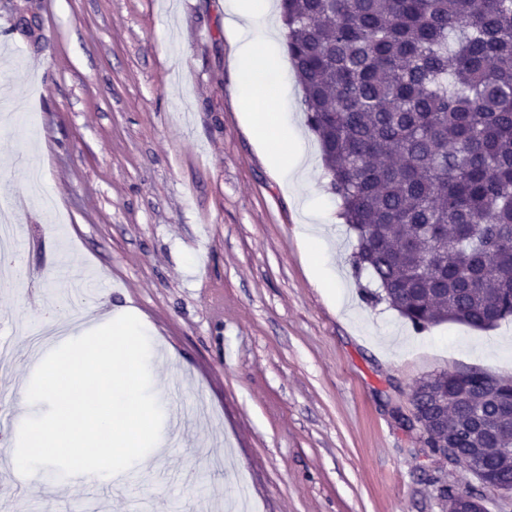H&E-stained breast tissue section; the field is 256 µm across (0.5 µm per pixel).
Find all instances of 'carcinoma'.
Segmentation results:
<instances>
[{"label":"carcinoma","mask_w":512,"mask_h":512,"mask_svg":"<svg viewBox=\"0 0 512 512\" xmlns=\"http://www.w3.org/2000/svg\"><path fill=\"white\" fill-rule=\"evenodd\" d=\"M356 269L417 331L487 330L512 317V0H281ZM447 372L417 383L462 433L459 451L512 490L508 437L470 429L497 414L485 383Z\"/></svg>","instance_id":"cac0c4a2"}]
</instances>
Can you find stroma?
<instances>
[{"instance_id": "stroma-1", "label": "stroma", "mask_w": 512, "mask_h": 512, "mask_svg": "<svg viewBox=\"0 0 512 512\" xmlns=\"http://www.w3.org/2000/svg\"><path fill=\"white\" fill-rule=\"evenodd\" d=\"M236 37L225 0H0V83L35 117L0 120V215L35 275L0 284V348L31 351L57 295L67 320L127 307L185 416L124 483L63 481L62 462L7 512H222L243 493L254 512H449L436 482L473 483L402 419L422 378L512 376V321L418 332L364 299L299 80L282 60L308 165L287 187L244 126ZM23 382L42 377L0 385L6 484Z\"/></svg>"}]
</instances>
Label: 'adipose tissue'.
<instances>
[{"label":"adipose tissue","instance_id":"adipose-tissue-1","mask_svg":"<svg viewBox=\"0 0 512 512\" xmlns=\"http://www.w3.org/2000/svg\"><path fill=\"white\" fill-rule=\"evenodd\" d=\"M273 0H230V21L239 29L236 41V86L247 109L246 119L267 160L283 178L305 180L304 153L295 130L278 110L282 86L277 44L265 25ZM25 367L45 370L37 395L20 390L15 409L30 419L35 398L50 400V423L32 422L25 453L14 455L20 473L51 466L59 457L72 460L71 475L80 480L117 479L114 461L137 458L143 442L157 453L168 445L157 425L161 402H147L140 388L153 359L138 323L126 321L113 330L86 338L71 336L64 345L45 347L26 357Z\"/></svg>","mask_w":512,"mask_h":512}]
</instances>
